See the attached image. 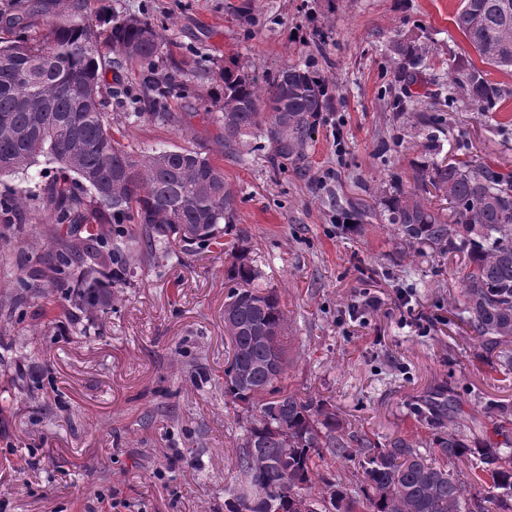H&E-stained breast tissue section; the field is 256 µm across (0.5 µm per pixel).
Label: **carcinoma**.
I'll use <instances>...</instances> for the list:
<instances>
[{
  "mask_svg": "<svg viewBox=\"0 0 512 512\" xmlns=\"http://www.w3.org/2000/svg\"><path fill=\"white\" fill-rule=\"evenodd\" d=\"M102 2L18 0L0 15L7 33L0 36V176L26 175L42 163L70 180L0 191L1 223L27 224L32 236L56 244L35 268L0 256L13 288L0 297V309L44 298L49 286L81 336L98 331L113 310L112 289L127 285L133 255L149 262L174 241L186 251L220 246L224 225L236 218V196L208 152L136 153L114 138L102 111L103 68L140 66L137 111L125 119L158 126L175 121L165 101L186 73L176 64L159 67L163 39L149 18L108 13ZM454 22L482 62L512 72V0H461ZM391 53L398 79L414 78L419 47L396 40ZM455 70L477 107L501 97L473 63ZM219 79L220 111L206 116L224 130V148L261 138L277 156L305 161L329 108L327 77L296 64L264 82L237 66L221 69ZM412 178L417 188L386 197L382 219L400 245L466 254L453 303L472 338L511 374L512 176L459 161L418 167ZM432 193L448 203L446 215L429 206ZM234 270L224 322L237 336L224 367V396L243 434L227 512H294V496L321 499L329 487L336 488L329 512H512V406L489 402L466 413L441 387L412 406L415 421L432 431L434 454L403 436L380 448L346 431L326 400L288 389L279 298L254 287L258 271L244 257ZM327 455L360 458L355 485L321 473ZM461 458L474 464L472 477L452 467ZM471 480L481 490L467 498Z\"/></svg>",
  "mask_w": 512,
  "mask_h": 512,
  "instance_id": "1",
  "label": "carcinoma"
}]
</instances>
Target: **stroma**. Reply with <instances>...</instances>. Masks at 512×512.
Wrapping results in <instances>:
<instances>
[{"label": "stroma", "mask_w": 512, "mask_h": 512, "mask_svg": "<svg viewBox=\"0 0 512 512\" xmlns=\"http://www.w3.org/2000/svg\"><path fill=\"white\" fill-rule=\"evenodd\" d=\"M105 4L152 19L164 58L187 67L186 91L166 105L176 123H128L107 99L119 140L135 151L205 147L236 195L237 221L224 248L133 262L101 335H74L39 300L0 310L12 344L0 354V512H225L242 435L224 397V301L239 255L288 316V386L329 401L355 434L429 446L409 406L440 385L469 409L512 405V378L479 360L451 304L466 256L400 252L377 216L359 232L339 222L355 203L380 211L381 189L410 188L417 164L477 160L512 174V73L487 67L502 90L488 112L453 91L454 63L478 58L453 22L460 0ZM398 39L425 57L408 88L390 59ZM304 63L334 81L305 171L263 147L229 154L220 127L200 120L220 68L269 80ZM20 357L30 397L7 368Z\"/></svg>", "instance_id": "1"}]
</instances>
